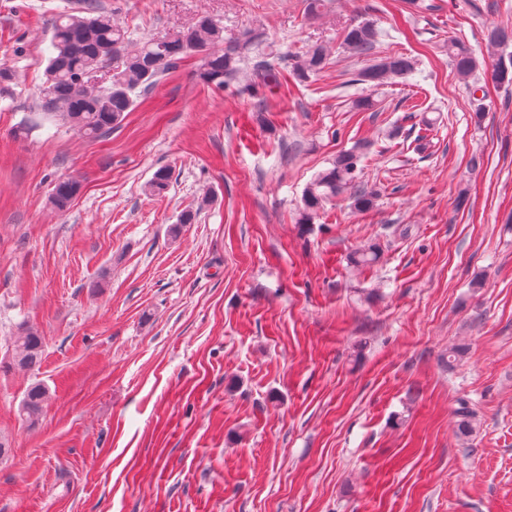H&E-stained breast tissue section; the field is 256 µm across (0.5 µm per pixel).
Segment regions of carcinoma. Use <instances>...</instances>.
Wrapping results in <instances>:
<instances>
[{"label":"carcinoma","mask_w":512,"mask_h":512,"mask_svg":"<svg viewBox=\"0 0 512 512\" xmlns=\"http://www.w3.org/2000/svg\"><path fill=\"white\" fill-rule=\"evenodd\" d=\"M379 37V30L369 21L343 28L342 47L353 55L371 58V63L353 74L351 82L381 86L416 71L417 61L407 54L372 57ZM128 41V30L98 0H80L76 10L58 14L51 23V55L45 86L39 92L44 111L69 124L77 133L98 139L112 131L125 118V113L133 111L162 79L192 57L201 59L195 72L197 79L222 88L236 80L249 64L261 85L279 87L290 78L306 83L326 69L329 56L326 47L315 44L293 59L286 76L263 59L260 34L248 32L240 39L226 40L224 27L207 14L199 16L186 29L143 40L132 53L125 51ZM448 60L462 80L469 79L478 67L472 48L460 41L448 43ZM493 77L501 84H512V56L498 59ZM364 148L365 143H355L307 186L299 223H313L326 200L347 190L353 191L355 210L372 208L374 193L358 188ZM170 179L169 168L157 169L148 183L149 192L163 193ZM79 189L80 183L75 179L59 182L52 194V204L62 211L68 209ZM378 258V249L370 246L355 251L350 261L356 266H372ZM43 353L42 337L33 329L20 326L12 338L10 364L31 369L41 363ZM48 396L44 384H32L20 403L19 416L30 423L38 421ZM456 404L453 416L457 434L468 438L479 427L476 411L466 398L457 399Z\"/></svg>","instance_id":"obj_1"}]
</instances>
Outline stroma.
Returning a JSON list of instances; mask_svg holds the SVG:
<instances>
[{
    "label": "stroma",
    "mask_w": 512,
    "mask_h": 512,
    "mask_svg": "<svg viewBox=\"0 0 512 512\" xmlns=\"http://www.w3.org/2000/svg\"><path fill=\"white\" fill-rule=\"evenodd\" d=\"M419 2L326 0L310 18L304 0H100L134 47L207 13L228 38L261 30L278 70L319 42L331 61L254 94L250 72L218 89L184 67L91 140L38 99L74 0H0L16 76L0 96V512H512V84L488 40L512 0ZM363 20L415 73L349 84L365 61L341 29ZM452 39L475 51L477 94ZM366 93L375 111H353ZM358 141L373 208L342 194L299 223L306 187ZM372 244L374 267L349 263ZM22 324L44 341L33 370L10 363ZM37 381L51 396L31 426L18 405ZM461 397L481 421L466 440ZM448 60L458 77L465 81L473 75L478 67L472 48L460 41L448 43ZM80 189L79 181L75 179H66L60 181L52 194V204L58 210H66L70 207L73 199Z\"/></svg>",
    "instance_id": "35a3bbf8"
}]
</instances>
